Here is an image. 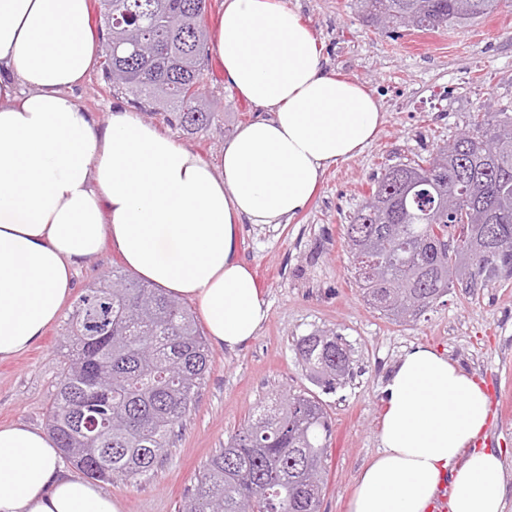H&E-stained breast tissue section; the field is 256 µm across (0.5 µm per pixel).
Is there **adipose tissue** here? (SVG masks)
<instances>
[{
  "mask_svg": "<svg viewBox=\"0 0 512 512\" xmlns=\"http://www.w3.org/2000/svg\"><path fill=\"white\" fill-rule=\"evenodd\" d=\"M224 79L260 108L218 163L131 112L107 121L74 97L101 45L89 0H0V361L60 317L83 264L111 248L145 282L195 302L213 344L234 351L269 316L240 256L246 224L290 222L325 172L363 152L385 112L328 69L318 37L282 0H224L209 45ZM380 449L346 512H503L504 463L479 446L490 419L475 376L417 345L381 388ZM0 512H124L66 468L55 441L0 426Z\"/></svg>",
  "mask_w": 512,
  "mask_h": 512,
  "instance_id": "obj_1",
  "label": "adipose tissue"
}]
</instances>
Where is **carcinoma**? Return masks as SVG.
Returning <instances> with one entry per match:
<instances>
[{"instance_id":"cac0c4a2","label":"carcinoma","mask_w":512,"mask_h":512,"mask_svg":"<svg viewBox=\"0 0 512 512\" xmlns=\"http://www.w3.org/2000/svg\"><path fill=\"white\" fill-rule=\"evenodd\" d=\"M503 0H357L367 23L421 31L464 27ZM103 73L113 91L146 114H174L188 130L211 125L215 104L201 90L207 58L205 0H99ZM146 39L148 56L134 51ZM473 109L475 140L385 169L346 225L356 279L381 315L420 318L454 282L451 266L471 265L469 288L512 276V116ZM411 290L423 300L397 305ZM68 354L48 407L49 434L90 479L146 476L169 453L209 369V349L178 297L113 270L84 289L65 327ZM308 377L350 378L342 336L319 330L297 345ZM331 435L326 410L299 392L252 415L197 478L182 512H319L322 458Z\"/></svg>"}]
</instances>
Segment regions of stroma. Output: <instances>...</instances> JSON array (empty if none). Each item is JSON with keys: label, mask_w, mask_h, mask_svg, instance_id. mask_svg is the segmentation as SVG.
<instances>
[{"label": "stroma", "mask_w": 512, "mask_h": 512, "mask_svg": "<svg viewBox=\"0 0 512 512\" xmlns=\"http://www.w3.org/2000/svg\"><path fill=\"white\" fill-rule=\"evenodd\" d=\"M284 2L315 28L326 66L381 101L385 123L372 146L328 170L291 223L244 225L242 255L264 292L269 318L259 336L236 351L210 346V369L195 405L154 472L105 485L125 512H181L205 463L257 406L299 391L322 401L332 427L319 512H345L359 471L379 450L381 386L414 345L441 351L482 381L491 408L487 441L501 449L512 481V278L482 288L454 286L417 321L400 324L367 303L343 239L344 224L383 169L429 157L467 130L486 92H494L497 108L512 115V0L467 27L435 32L374 29L355 0ZM202 90L220 104L210 130L183 131L163 112L147 121L214 162L257 110L226 86L218 59L208 60ZM75 95L103 120L115 107L131 104L113 93L98 67ZM322 329L341 333L353 352L352 381L333 391L312 384L295 350L299 338ZM63 332V322H55L28 353L0 361V425L45 428L66 352Z\"/></svg>", "instance_id": "stroma-1"}]
</instances>
